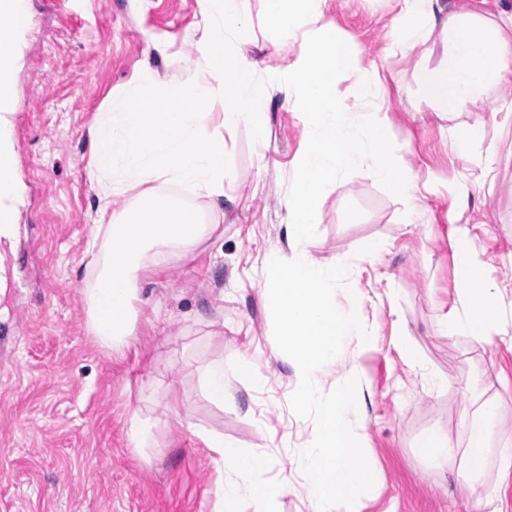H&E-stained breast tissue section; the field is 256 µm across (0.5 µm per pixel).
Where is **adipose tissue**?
<instances>
[{
    "mask_svg": "<svg viewBox=\"0 0 512 512\" xmlns=\"http://www.w3.org/2000/svg\"><path fill=\"white\" fill-rule=\"evenodd\" d=\"M205 52L199 71L188 83L144 81L134 97L114 101L100 113L92 130L89 175L100 185L97 220L83 290L87 330L107 351L127 346L136 333L142 275L164 252L183 250L206 240L214 230L197 209L161 191L178 185L198 196L223 201L228 178L224 136L238 126H249L259 146H266L268 129L255 108L264 88L254 79L256 61L248 59L232 40L247 18L248 0H199ZM393 20L397 47L421 42L430 25H442L445 52L441 64L417 73L425 97L442 112L474 111L489 100L504 68L505 31L481 26L449 12L446 0H399ZM220 101L223 121L211 126L208 105ZM142 192L132 193L133 184ZM126 197L124 208L112 198ZM458 275L468 285L470 312L449 317V334L490 341L498 316L495 292L476 281L471 259L460 252ZM499 411L485 406L481 420L469 423L465 450H457L446 433L425 434L417 445L420 456L437 467L472 482L485 472L490 452L489 427ZM204 442L224 467L220 486L222 512H271L276 487L242 492L240 479L252 477L260 461L223 434L205 435Z\"/></svg>",
    "mask_w": 512,
    "mask_h": 512,
    "instance_id": "ef3b65f1",
    "label": "adipose tissue"
}]
</instances>
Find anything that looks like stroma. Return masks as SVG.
<instances>
[{"mask_svg": "<svg viewBox=\"0 0 512 512\" xmlns=\"http://www.w3.org/2000/svg\"><path fill=\"white\" fill-rule=\"evenodd\" d=\"M264 0L237 35L258 77L289 73L294 49L263 27ZM29 27L15 39L17 93L5 119L18 152V224L0 262L14 271L0 288V512H216L222 481L217 456L200 432L266 461L259 482L287 490L273 512H309L298 453L315 427L290 406L293 367L276 357L272 317L260 290L266 258L307 252L323 266L351 261L336 302L356 308L372 341L349 342L322 376L329 392L357 366L363 411L355 433L375 474L356 512H512V65L480 112L437 113L416 72L435 67L445 36L434 28L415 47L393 46L398 0H329L338 36L354 43L364 74L337 80L346 112L358 110L363 76L379 75L386 132L395 157L420 188L416 203L386 191L359 170L327 188L317 235L306 245L285 236L282 201L305 148L303 126L275 85L260 109L266 148L239 127L226 138L230 174L219 224L203 244L166 253L145 273L129 347L101 349L85 323L86 249L98 203L88 176L91 129L113 100L132 94L146 71L186 82L200 58L198 0H26ZM480 126L481 137L459 134ZM387 242L370 257L367 248ZM468 246L477 276L498 291L494 344L448 335V316H466L455 253ZM405 327L411 352L397 344ZM252 359L263 386L238 373ZM224 363L227 400L201 396L200 374ZM498 403L493 455L474 494L456 475L421 458L424 434L448 433L465 448V423ZM151 426L145 447L126 431L130 418ZM495 491L476 509L478 494Z\"/></svg>", "mask_w": 512, "mask_h": 512, "instance_id": "1", "label": "stroma"}]
</instances>
